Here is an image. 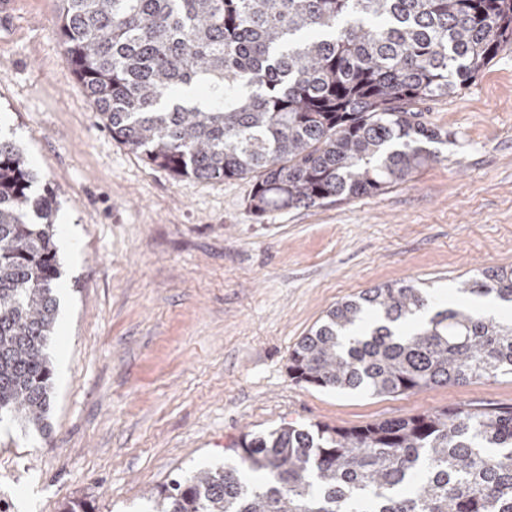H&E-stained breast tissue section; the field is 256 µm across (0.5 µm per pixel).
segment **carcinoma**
Here are the masks:
<instances>
[{"label":"carcinoma","mask_w":512,"mask_h":512,"mask_svg":"<svg viewBox=\"0 0 512 512\" xmlns=\"http://www.w3.org/2000/svg\"><path fill=\"white\" fill-rule=\"evenodd\" d=\"M65 60L112 137L199 179H251L262 216L378 193L436 158L448 132L416 105L456 94L508 45L512 0H63ZM209 86L200 107L175 93ZM0 136V416L44 430L46 347L61 276L57 203ZM427 312L416 284H384L328 310L290 355L293 378L373 395L512 376V267L457 282ZM384 320L350 342L363 317ZM240 467L172 480L152 512H512V407L426 411L363 427L285 424L243 435Z\"/></svg>","instance_id":"carcinoma-1"}]
</instances>
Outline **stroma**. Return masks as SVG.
Returning <instances> with one entry per match:
<instances>
[{
    "label": "stroma",
    "instance_id": "1",
    "mask_svg": "<svg viewBox=\"0 0 512 512\" xmlns=\"http://www.w3.org/2000/svg\"><path fill=\"white\" fill-rule=\"evenodd\" d=\"M59 0H12L0 134L57 196L61 278L46 432L0 420L10 512H148L171 480L235 464L246 432L360 427L446 407H512V377L375 396L296 382L289 355L336 303L401 281L457 302L512 266V46L422 104L437 157L385 190L263 216L247 179L201 180L116 141L64 59Z\"/></svg>",
    "mask_w": 512,
    "mask_h": 512
}]
</instances>
